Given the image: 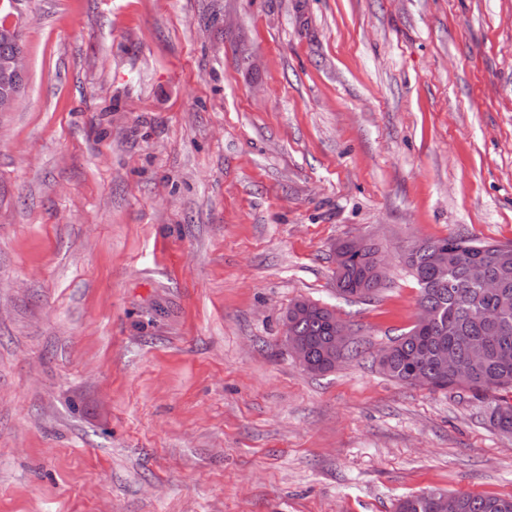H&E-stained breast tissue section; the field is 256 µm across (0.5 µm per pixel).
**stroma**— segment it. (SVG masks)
<instances>
[{
    "instance_id": "stroma-1",
    "label": "stroma",
    "mask_w": 512,
    "mask_h": 512,
    "mask_svg": "<svg viewBox=\"0 0 512 512\" xmlns=\"http://www.w3.org/2000/svg\"><path fill=\"white\" fill-rule=\"evenodd\" d=\"M0 512H394L512 495V392L432 390L417 237L512 242V0H0ZM390 260L336 290L335 247ZM369 356L303 370L296 299ZM5 20H0V113L13 111L25 86L27 74L26 53L15 52L18 46L24 48L21 37L14 29L9 36H4L1 30ZM15 52V53H14ZM14 53V54H13ZM11 55V56H10ZM10 56V57H8ZM3 57H8L2 59ZM445 500L446 512H512V496L448 494L422 491L400 499L396 512H439L436 503Z\"/></svg>"
}]
</instances>
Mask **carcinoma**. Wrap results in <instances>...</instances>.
Returning <instances> with one entry per match:
<instances>
[{
  "label": "carcinoma",
  "instance_id": "obj_1",
  "mask_svg": "<svg viewBox=\"0 0 512 512\" xmlns=\"http://www.w3.org/2000/svg\"><path fill=\"white\" fill-rule=\"evenodd\" d=\"M0 59L12 55L23 45L18 31L9 36L1 29ZM448 250V267L438 270L434 254ZM371 247L351 256L347 284L339 289L345 296L364 297L356 291L371 270ZM483 267L485 276L498 283L486 293L471 283V265ZM405 267L419 289L418 304L431 310L434 319L420 330L412 326L379 351L376 360L390 378L433 389L459 388L474 393L489 390L512 391V249L501 244L463 236L423 239L413 246ZM336 314L326 306L310 302V307L295 316L289 327L308 347L311 362L319 373L328 372L356 348L336 351ZM443 349L456 359L455 369L441 370L437 360ZM490 422L498 432L512 436V404L495 406ZM448 503L447 512H512V496L448 494L422 491L398 501L396 512H437L436 503Z\"/></svg>",
  "mask_w": 512,
  "mask_h": 512
}]
</instances>
